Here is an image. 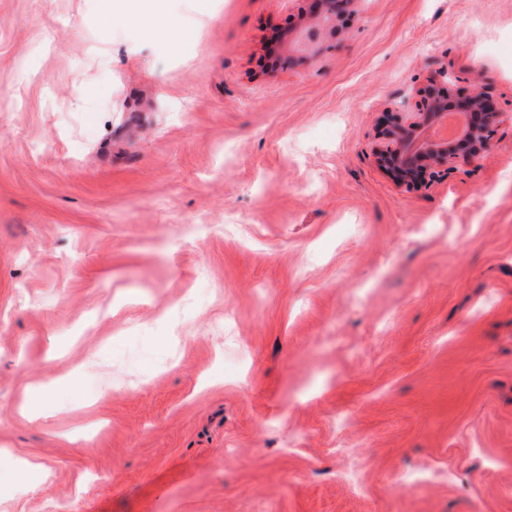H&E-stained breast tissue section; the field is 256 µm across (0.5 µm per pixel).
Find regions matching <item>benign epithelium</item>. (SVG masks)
I'll list each match as a JSON object with an SVG mask.
<instances>
[{
  "mask_svg": "<svg viewBox=\"0 0 512 512\" xmlns=\"http://www.w3.org/2000/svg\"><path fill=\"white\" fill-rule=\"evenodd\" d=\"M307 10L289 19L288 31L276 51V57L294 67L313 62L336 39L362 21L352 8L353 0H308ZM454 104L468 117V126L460 139L425 148L416 147L418 135L448 112ZM505 113L491 103L482 90L463 95L448 77V69L439 67L428 84L418 89H403L391 100L376 130L373 147L375 163L406 191L421 186L444 168L453 172L475 165L492 149L496 127Z\"/></svg>",
  "mask_w": 512,
  "mask_h": 512,
  "instance_id": "obj_1",
  "label": "benign epithelium"
}]
</instances>
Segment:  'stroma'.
<instances>
[{"instance_id": "35a3bbf8", "label": "stroma", "mask_w": 512, "mask_h": 512, "mask_svg": "<svg viewBox=\"0 0 512 512\" xmlns=\"http://www.w3.org/2000/svg\"><path fill=\"white\" fill-rule=\"evenodd\" d=\"M302 6L0 0V512H512V0ZM441 66L511 118L407 191ZM158 1L163 0H125L120 7L129 20L138 22L145 14L163 16L162 4ZM306 1L310 2L308 9L289 19L288 31L276 51V57L291 67L313 62L362 20L352 8L354 0ZM455 89L448 69L439 67L428 84L418 89H402L391 100L376 130L373 147L375 163L404 190L421 186L445 168L448 174L463 166L475 165L492 149L496 127L507 114L491 103L486 91L463 93ZM453 103L468 117V126L460 139L425 148L416 147L418 135L448 112Z\"/></svg>"}]
</instances>
